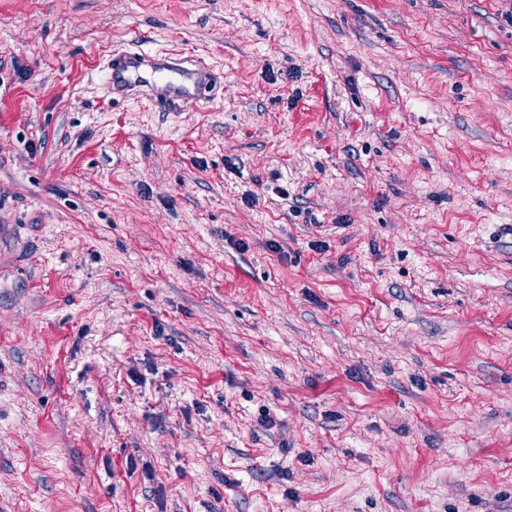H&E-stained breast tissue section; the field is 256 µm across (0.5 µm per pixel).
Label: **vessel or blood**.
Here are the masks:
<instances>
[{"mask_svg":"<svg viewBox=\"0 0 512 512\" xmlns=\"http://www.w3.org/2000/svg\"><path fill=\"white\" fill-rule=\"evenodd\" d=\"M214 73L201 59L184 60L165 52L125 51L114 56L105 81L117 96L147 94L164 109L194 107L212 91Z\"/></svg>","mask_w":512,"mask_h":512,"instance_id":"1","label":"vessel or blood"}]
</instances>
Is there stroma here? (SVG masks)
Instances as JSON below:
<instances>
[{
	"label": "stroma",
	"mask_w": 512,
	"mask_h": 512,
	"mask_svg": "<svg viewBox=\"0 0 512 512\" xmlns=\"http://www.w3.org/2000/svg\"><path fill=\"white\" fill-rule=\"evenodd\" d=\"M506 10L0 0V512H512ZM214 73L202 59L184 60L170 53L124 51L113 56L105 82L113 95L136 96L146 92L164 109L195 107L212 94Z\"/></svg>",
	"instance_id": "obj_1"
}]
</instances>
